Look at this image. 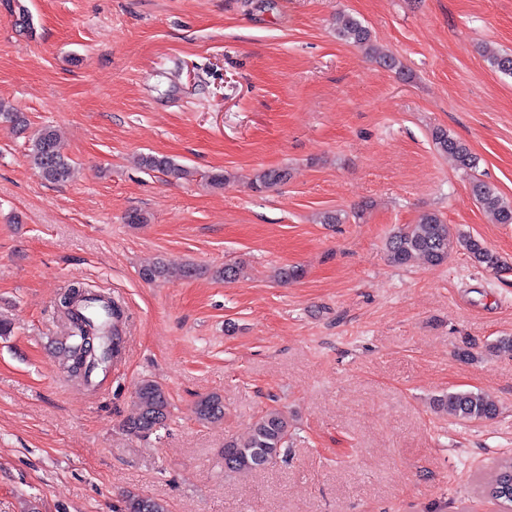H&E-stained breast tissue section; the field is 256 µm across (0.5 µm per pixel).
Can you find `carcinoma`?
Returning a JSON list of instances; mask_svg holds the SVG:
<instances>
[{
  "label": "carcinoma",
  "mask_w": 512,
  "mask_h": 512,
  "mask_svg": "<svg viewBox=\"0 0 512 512\" xmlns=\"http://www.w3.org/2000/svg\"><path fill=\"white\" fill-rule=\"evenodd\" d=\"M14 25L23 31L33 30L32 15L21 4H8ZM336 36L359 46L375 55L390 69L399 66L391 54L378 51L372 42L371 32L352 15L338 13L335 18ZM491 67L505 75L512 76V54L497 53L488 58ZM0 121L15 127L27 125L24 113L13 104L0 100ZM437 150L450 156L456 166L465 171L477 168V158L465 143L448 134L445 129L432 133ZM31 166L45 181L65 184L75 177V166L61 151L60 135L53 126L41 129L28 147ZM141 166L149 171H161L177 178H187L190 171L165 156L145 155ZM288 179V171L268 168L260 171L252 181V188L263 191L280 185ZM475 201L490 213L499 224H512V202L507 201L497 188L475 177L470 184ZM387 256L391 264L406 266L416 259L430 265H441L450 253L462 250L477 267L489 271L502 270V257L470 235H464L446 224L435 211L422 213L414 224H403L390 235L386 243ZM141 278L154 282L173 277H190L192 270H174L161 260L140 270ZM62 314L71 326L70 337L74 343L68 347L69 369L86 382L97 369H106L110 358L120 353V338L112 333L117 316L123 314L121 305L110 297L88 290L82 283L75 282L59 295ZM136 414L129 418L124 427L132 435H149L166 425L170 416L171 403L164 387L152 380L144 381L136 394ZM436 409L466 421L492 419L499 413L498 404L481 390L460 389L434 398ZM194 415L201 423L224 417V398L212 392L200 398L194 407ZM291 424L288 415L278 409L261 413L253 422L249 435L244 439L230 438L224 442V471H252L267 468L287 457ZM512 475V460L502 461L494 478L485 486L484 493L505 507L512 506V498L501 496L500 489ZM123 512H169L168 505L161 499L128 491L123 496Z\"/></svg>",
  "instance_id": "obj_1"
}]
</instances>
